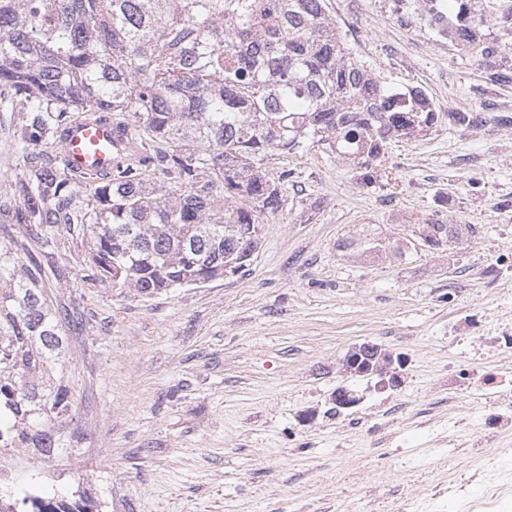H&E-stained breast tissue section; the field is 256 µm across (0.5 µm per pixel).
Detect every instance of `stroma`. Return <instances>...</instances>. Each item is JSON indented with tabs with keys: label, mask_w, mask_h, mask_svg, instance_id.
<instances>
[{
	"label": "stroma",
	"mask_w": 512,
	"mask_h": 512,
	"mask_svg": "<svg viewBox=\"0 0 512 512\" xmlns=\"http://www.w3.org/2000/svg\"><path fill=\"white\" fill-rule=\"evenodd\" d=\"M497 60L512 70V0H478ZM412 0H327L346 45L397 87L423 86L438 116L424 137L389 144L362 180L322 148L265 159L290 170L284 203L261 226L247 272L151 298L90 274L82 225H55L43 278L65 325L74 412L49 459L15 450L10 489L33 481L103 512H466L491 473L512 485V432L481 448L483 402L447 395L448 371L512 373V82L492 85L480 55L411 17ZM483 110V126L450 113ZM397 173L391 188L385 171ZM469 225L436 246L405 247L418 226ZM402 242L401 251L390 250ZM404 357L401 383L343 370L352 347ZM360 401L335 413L338 389ZM397 415H388L391 406ZM494 457V470L481 469Z\"/></svg>",
	"instance_id": "35a3bbf8"
}]
</instances>
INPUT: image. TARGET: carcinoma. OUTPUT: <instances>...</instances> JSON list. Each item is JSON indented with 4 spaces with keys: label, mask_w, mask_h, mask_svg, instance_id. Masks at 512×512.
I'll use <instances>...</instances> for the list:
<instances>
[{
    "label": "carcinoma",
    "mask_w": 512,
    "mask_h": 512,
    "mask_svg": "<svg viewBox=\"0 0 512 512\" xmlns=\"http://www.w3.org/2000/svg\"><path fill=\"white\" fill-rule=\"evenodd\" d=\"M468 48L483 37L472 0H423L416 20ZM0 112L22 172L0 199V448L64 447L72 411L67 314L42 285L55 224H83L93 276L152 296L236 275L283 203L264 158L323 147L371 178L395 139L424 136L435 108L393 87L344 46L326 0H0ZM131 114L133 152L104 178L74 173L57 145L77 119ZM460 125L480 112H451ZM463 229L425 224L434 246ZM0 512H102L0 488Z\"/></svg>",
    "instance_id": "cac0c4a2"
}]
</instances>
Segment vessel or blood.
I'll use <instances>...</instances> for the list:
<instances>
[{"label":"vessel or blood","mask_w":512,"mask_h":512,"mask_svg":"<svg viewBox=\"0 0 512 512\" xmlns=\"http://www.w3.org/2000/svg\"><path fill=\"white\" fill-rule=\"evenodd\" d=\"M129 137V131L112 119L86 120L72 124L64 132L62 153L74 172L106 177L116 159L127 152Z\"/></svg>","instance_id":"vessel-or-blood-1"}]
</instances>
